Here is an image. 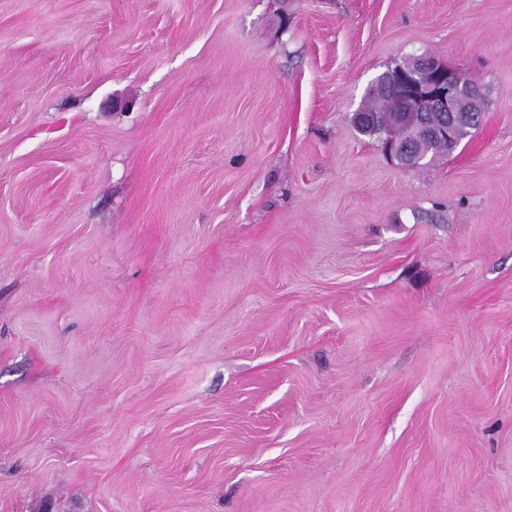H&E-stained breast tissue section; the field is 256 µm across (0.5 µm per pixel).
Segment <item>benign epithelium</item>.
Returning a JSON list of instances; mask_svg holds the SVG:
<instances>
[{
  "instance_id": "benign-epithelium-1",
  "label": "benign epithelium",
  "mask_w": 512,
  "mask_h": 512,
  "mask_svg": "<svg viewBox=\"0 0 512 512\" xmlns=\"http://www.w3.org/2000/svg\"><path fill=\"white\" fill-rule=\"evenodd\" d=\"M382 91L400 100L403 122L420 112L442 113L443 121L439 125L424 126L421 131L447 141L451 150L461 141V129L481 114L483 108L480 86L470 75L426 53L410 56L392 69ZM385 150L404 167L422 161L409 144L392 138L386 139Z\"/></svg>"
}]
</instances>
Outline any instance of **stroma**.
<instances>
[{
	"label": "stroma",
	"mask_w": 512,
	"mask_h": 512,
	"mask_svg": "<svg viewBox=\"0 0 512 512\" xmlns=\"http://www.w3.org/2000/svg\"><path fill=\"white\" fill-rule=\"evenodd\" d=\"M0 512H512V0H0ZM382 91L397 97L402 104L401 121L406 122L411 114L420 112H441L444 120L432 128L422 127V134L445 140L447 144L424 140L421 150L431 157L421 166L428 164L437 155L449 153L461 141V129L481 115L483 96L478 83L466 72L449 68L447 64L429 54L410 56L392 69L382 85ZM375 84L366 93L365 109L381 119L378 127L359 130L373 135L381 131L394 133L393 137L405 139L404 128L392 121V111L397 103L381 93ZM385 150L404 167H413V165L422 161V158L412 151L409 144L399 143L396 139L387 138Z\"/></svg>",
	"instance_id": "stroma-1"
}]
</instances>
